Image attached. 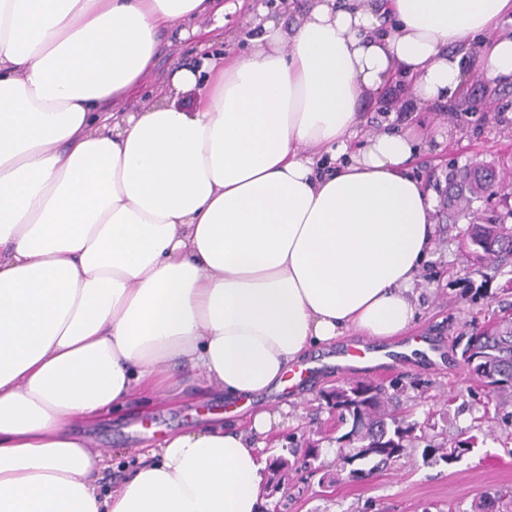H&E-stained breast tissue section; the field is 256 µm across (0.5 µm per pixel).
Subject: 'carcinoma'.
<instances>
[{
    "label": "carcinoma",
    "instance_id": "1",
    "mask_svg": "<svg viewBox=\"0 0 512 512\" xmlns=\"http://www.w3.org/2000/svg\"><path fill=\"white\" fill-rule=\"evenodd\" d=\"M505 163L488 169L478 162L466 166L448 178L447 206L455 214L472 210L490 190L503 184ZM474 260L481 266L498 272L512 266V225L489 220L470 225L466 240ZM460 358L472 379L484 388L487 401L496 407L512 405V317L504 316L493 324L479 329L471 327L457 341ZM327 409L336 413L337 423L348 430L341 438H350L348 451L336 456V468H347L352 478L364 480L380 466L406 454L407 448L418 439L417 422L395 413L396 393L370 381L358 380L348 386H337L322 394ZM476 436L459 439L451 448H434L432 453L446 465L456 462L455 452L464 448L471 452ZM315 445L300 448L293 444L286 452L293 460L277 455L279 468L290 465L318 471Z\"/></svg>",
    "mask_w": 512,
    "mask_h": 512
}]
</instances>
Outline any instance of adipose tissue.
Returning <instances> with one entry per match:
<instances>
[{
  "label": "adipose tissue",
  "instance_id": "adipose-tissue-1",
  "mask_svg": "<svg viewBox=\"0 0 512 512\" xmlns=\"http://www.w3.org/2000/svg\"><path fill=\"white\" fill-rule=\"evenodd\" d=\"M508 16L309 0L110 112L163 32L223 34V6L0 0V512H260L280 413L168 434L106 494L74 421L174 395L187 364L250 408L313 348L407 335L434 206L411 131L366 134L359 105L399 71L418 104L461 100L472 58L512 83Z\"/></svg>",
  "mask_w": 512,
  "mask_h": 512
}]
</instances>
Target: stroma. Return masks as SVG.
<instances>
[{"label": "stroma", "instance_id": "1", "mask_svg": "<svg viewBox=\"0 0 512 512\" xmlns=\"http://www.w3.org/2000/svg\"><path fill=\"white\" fill-rule=\"evenodd\" d=\"M210 39L201 32L161 44L140 94L114 102L111 111L133 112L151 103L174 67L194 63L201 44ZM467 73L466 92L474 103L467 111L441 101L415 107L405 83L386 85L361 104L366 131L416 125L422 142L413 173L437 204L435 248L416 284L419 318L412 336L425 346L402 360L364 367L359 373L363 380L402 385L399 408L412 412L422 438L365 481L328 483L317 473L289 472L277 495L265 498L268 512L279 502L282 512H476L481 497L495 490L505 496L496 501L493 512H512V426L486 407L484 395L469 396L473 383L455 347L457 336L470 325L495 320L502 307L512 303V294L505 290L512 270L482 277L464 242L465 225L449 222L441 205L453 170L476 160L512 158V85L489 83L473 64ZM433 344L440 346V353L430 352ZM181 377L184 390L172 400L134 398L93 429L94 450L108 458L109 467L102 472L106 483L119 486L143 448L156 446L164 435L197 428L208 415L227 412L223 395L204 386L194 370L183 367ZM342 381L334 368L326 367L311 383L275 394V403L287 404L289 410L265 437L266 447L282 448L293 433L319 443V464L331 466L337 432L334 416L319 396ZM470 434L480 435L482 441L457 463L445 465L422 455L426 443L447 445Z\"/></svg>", "mask_w": 512, "mask_h": 512}]
</instances>
